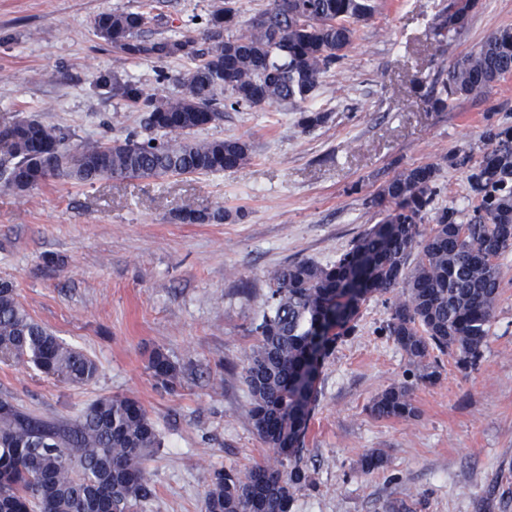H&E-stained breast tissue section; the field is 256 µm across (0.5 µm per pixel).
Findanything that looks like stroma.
Wrapping results in <instances>:
<instances>
[{
    "instance_id": "obj_1",
    "label": "stroma",
    "mask_w": 512,
    "mask_h": 512,
    "mask_svg": "<svg viewBox=\"0 0 512 512\" xmlns=\"http://www.w3.org/2000/svg\"><path fill=\"white\" fill-rule=\"evenodd\" d=\"M219 2L157 0L149 35L181 34ZM441 2L376 0L343 65L304 107L229 109L199 131L247 141L251 158L238 168L93 184L50 178L26 192L0 183V280L14 284L33 320L99 366L94 380L71 385L0 362V397L70 418L103 397L137 399L164 441L146 464L154 495L138 512H204L216 470L244 471L271 455L245 412L242 378L271 272L336 261L378 223L367 199L410 167L435 165L433 209L470 219L469 169L453 157H480L487 123L512 118V74L445 112L426 97L451 62L512 28V0H477L461 31L439 42ZM145 8L146 0H0V125L33 118L74 146L147 137L141 113L100 74L165 97L191 63L128 59L93 27L98 14ZM305 109L326 121L302 129ZM189 205L226 218L181 221ZM499 263L501 296L476 367L441 357L432 383L419 381L420 367L383 330L392 295L361 305L355 332L336 341L316 377L299 455L307 481L292 512H392L400 503L411 512H512V251ZM156 348L180 368L174 391L146 368ZM402 383L413 387L417 416L373 415V399ZM372 452L384 465L363 473L359 462Z\"/></svg>"
}]
</instances>
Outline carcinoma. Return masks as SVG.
Returning <instances> with one entry per match:
<instances>
[{
    "label": "carcinoma",
    "mask_w": 512,
    "mask_h": 512,
    "mask_svg": "<svg viewBox=\"0 0 512 512\" xmlns=\"http://www.w3.org/2000/svg\"><path fill=\"white\" fill-rule=\"evenodd\" d=\"M471 0H448L435 35L446 39L465 25ZM375 11L372 0H271L261 21L239 26L238 10L224 3L208 14L198 34L151 39L149 11L105 12L95 19L100 37L138 60L186 58L192 67L177 92L145 96L131 82L118 91L146 113L145 128L158 137L70 147L60 128L32 119L0 126V179L20 192L53 177L81 183L127 178L208 174L231 170L251 156L239 139L200 140L195 134L237 111L270 102L297 105L339 67L353 43L355 25ZM512 73V29L492 32L476 49L448 66L430 100L443 112L463 96H481ZM224 99H218V94ZM484 151L470 170L480 196L473 215L431 213L437 195L432 164L397 173L370 199L381 215L335 262L300 260L273 272L267 310L255 323V343L244 355L248 415L273 456L245 472H214L204 512H291L294 490L305 481L297 453L315 400L314 375L336 340L354 329L360 304L394 294L386 335L432 381V353L477 365L501 295L498 259L512 249V125L489 124ZM190 223L223 219L221 211L186 208ZM433 226L421 231L426 219ZM0 362L31 363L42 374L71 384L92 380L98 364L35 322L9 281H0ZM157 386L170 390L178 367L160 349L147 362ZM380 417L415 416L412 388L394 385L373 400ZM163 446L146 409L123 395L101 398L80 417L45 418L0 398V512H134L152 498L146 462Z\"/></svg>",
    "instance_id": "cac0c4a2"
}]
</instances>
